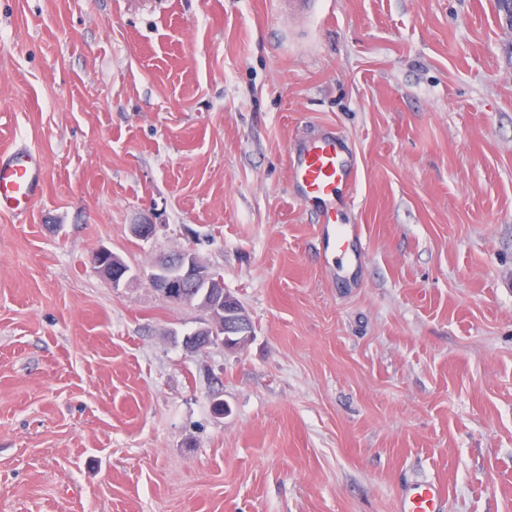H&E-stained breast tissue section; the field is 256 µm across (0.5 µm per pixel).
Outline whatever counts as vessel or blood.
<instances>
[{"label": "vessel or blood", "mask_w": 512, "mask_h": 512, "mask_svg": "<svg viewBox=\"0 0 512 512\" xmlns=\"http://www.w3.org/2000/svg\"><path fill=\"white\" fill-rule=\"evenodd\" d=\"M44 161L40 154L16 149L0 154V213L22 215L42 192ZM288 178L294 198L317 205L329 232L333 251L347 253L359 239L353 224L335 225L336 211L353 202L358 179L357 158L346 137L334 129H324L296 140L289 154ZM445 487L432 479H416L405 485L397 499L396 512H444Z\"/></svg>", "instance_id": "obj_1"}]
</instances>
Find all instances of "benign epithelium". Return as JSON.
I'll return each instance as SVG.
<instances>
[{
    "label": "benign epithelium",
    "instance_id": "obj_1",
    "mask_svg": "<svg viewBox=\"0 0 512 512\" xmlns=\"http://www.w3.org/2000/svg\"><path fill=\"white\" fill-rule=\"evenodd\" d=\"M92 263L114 288L127 278L129 269L107 248L96 250ZM147 277L151 287L170 303L201 307L209 313V325L183 340L188 351L206 349L217 336L224 342L233 337L239 343L251 338V321L245 310L224 292L221 279L193 250L180 249L160 258L150 267Z\"/></svg>",
    "mask_w": 512,
    "mask_h": 512
}]
</instances>
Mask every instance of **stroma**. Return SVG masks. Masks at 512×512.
Returning <instances> with one entry per match:
<instances>
[{
  "mask_svg": "<svg viewBox=\"0 0 512 512\" xmlns=\"http://www.w3.org/2000/svg\"><path fill=\"white\" fill-rule=\"evenodd\" d=\"M359 165L364 259L293 198L296 137ZM0 512H512V32L495 0H0ZM149 220L155 236L136 239ZM130 272L112 287L98 247ZM191 248L250 317L145 273ZM44 161L30 149L0 154V213L22 215L42 192ZM173 260L181 267L179 278L170 275ZM147 277L151 287L173 305L202 307L209 313V325L195 331L194 335L200 337L184 338L188 351L206 349L214 344L215 336H222V344L231 337L240 344L244 338H251L253 328L245 310L224 292L221 279L192 249H180L160 258L150 267ZM445 487L432 479H416L405 485L397 499L396 512H444Z\"/></svg>",
  "mask_w": 512,
  "mask_h": 512,
  "instance_id": "obj_1",
  "label": "stroma"
}]
</instances>
